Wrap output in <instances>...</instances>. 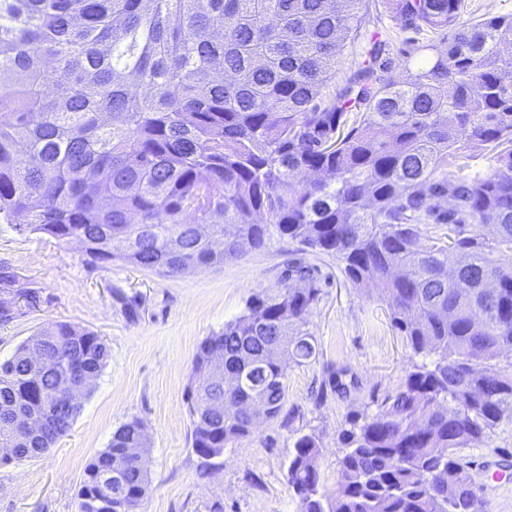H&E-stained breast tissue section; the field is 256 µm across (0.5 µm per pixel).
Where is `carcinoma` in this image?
Wrapping results in <instances>:
<instances>
[{
  "label": "carcinoma",
  "mask_w": 512,
  "mask_h": 512,
  "mask_svg": "<svg viewBox=\"0 0 512 512\" xmlns=\"http://www.w3.org/2000/svg\"><path fill=\"white\" fill-rule=\"evenodd\" d=\"M385 2L395 28L439 38L404 81L384 58L387 31L369 29L370 0H0V223L76 239L100 263L118 241L121 259L166 276L275 234L336 257L423 361L342 433L335 498L319 493L315 438L297 439L300 512H485L456 450L512 419V15ZM362 36L363 60L325 93ZM477 155L483 170L469 169ZM13 284L0 277L1 292L36 302ZM318 296L315 267L294 257L201 342L200 456L252 433L255 397L279 416L287 362L318 355L306 329ZM214 348L241 377L231 392L210 373L197 380ZM108 358L98 333L56 322L1 363L0 442L15 454L0 464L45 453L80 412L56 363L87 394ZM217 398L240 412L210 413ZM148 461L141 424L120 426L87 466L76 512H140Z\"/></svg>",
  "instance_id": "cac0c4a2"
}]
</instances>
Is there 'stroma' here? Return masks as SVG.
<instances>
[{
    "label": "stroma",
    "instance_id": "1",
    "mask_svg": "<svg viewBox=\"0 0 512 512\" xmlns=\"http://www.w3.org/2000/svg\"><path fill=\"white\" fill-rule=\"evenodd\" d=\"M297 248L276 236L221 266L165 276L118 258L94 263L79 242L0 223V272L37 296L29 306L0 293V304L14 311L10 321H0V362L54 322L98 332L110 352L69 432L40 457L0 466V512H75L88 464L119 426L134 420L149 440L150 489L141 512H299L288 465L303 435L322 449L320 492L335 497L343 430L354 416L376 415L412 365L386 307L354 287L335 257H309L321 292L307 330L319 355L289 364L279 417L259 423L219 456L203 458L192 447L187 393L200 343L240 316L251 297L277 287ZM334 372L343 390L328 389ZM460 454L487 512H512V483L486 480L490 471L512 467V420Z\"/></svg>",
    "mask_w": 512,
    "mask_h": 512
}]
</instances>
